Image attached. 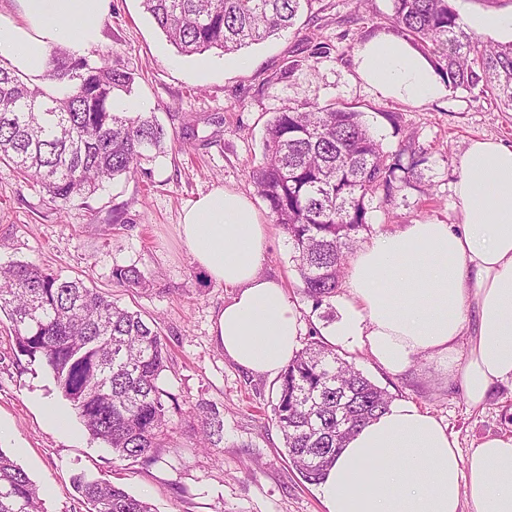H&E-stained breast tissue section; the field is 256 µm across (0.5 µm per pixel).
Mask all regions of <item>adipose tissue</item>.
Segmentation results:
<instances>
[{"label": "adipose tissue", "instance_id": "adipose-tissue-1", "mask_svg": "<svg viewBox=\"0 0 512 512\" xmlns=\"http://www.w3.org/2000/svg\"><path fill=\"white\" fill-rule=\"evenodd\" d=\"M109 2L15 0L16 19L0 21V58L42 84L50 47L79 54L95 45ZM357 73L400 101L448 93L429 59L390 34L358 46ZM458 167L461 224H406L364 243L325 336L365 349L394 375L426 356L476 407L492 385L512 382V145L471 141ZM178 235L193 263L234 291L212 326L218 347L250 373L279 375L303 324L263 272L268 226L252 201L225 188L203 194L184 209ZM317 491L323 512H512V435L464 456L446 424L395 401L350 436Z\"/></svg>", "mask_w": 512, "mask_h": 512}]
</instances>
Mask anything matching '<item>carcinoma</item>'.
Returning <instances> with one entry per match:
<instances>
[{
    "label": "carcinoma",
    "mask_w": 512,
    "mask_h": 512,
    "mask_svg": "<svg viewBox=\"0 0 512 512\" xmlns=\"http://www.w3.org/2000/svg\"><path fill=\"white\" fill-rule=\"evenodd\" d=\"M313 0H142L166 40L185 56L212 49L234 54L295 26ZM392 26L434 58L448 86L477 89L512 111V43L483 39L464 27L453 0H392ZM138 74L76 57L55 46L46 80L32 85L0 63V165L40 185L63 207L126 178L167 152V133L153 115L118 112L119 93ZM265 161L252 171L273 223L288 235L302 293L315 308L341 288L348 253L367 230L377 195L389 201L396 171L362 113L331 103L290 106L265 127ZM112 284L146 288L134 265H114ZM0 313L14 333L17 357L51 371L89 434L119 460L153 463L169 437L163 387L167 346L158 327L89 287L80 278L28 262L0 268ZM387 391L336 347L311 334L280 375L273 415L283 446L305 482L316 485L337 449L360 426L386 411ZM201 447L224 441L217 406L198 405ZM89 512H155L151 504L108 479L72 478ZM0 512H44L39 489L0 448Z\"/></svg>",
    "instance_id": "obj_1"
}]
</instances>
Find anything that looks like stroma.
<instances>
[{"mask_svg": "<svg viewBox=\"0 0 512 512\" xmlns=\"http://www.w3.org/2000/svg\"><path fill=\"white\" fill-rule=\"evenodd\" d=\"M391 14V0H315L312 14L293 30L242 49L251 64L240 68L217 50L202 57L179 54L142 0H111L102 36L86 55L138 73L133 92L117 97L114 106L155 113L168 132V151L135 175L63 208L40 186L0 167V266L23 261L83 279L156 322L169 351L165 388L180 411L157 462L115 459L85 429L42 364L17 362L11 324L1 316L0 422L9 432L0 448L44 491L46 512H86L70 482L80 471L148 500L156 512H323L316 486L304 482L282 446L271 412L276 378L251 375L218 349L211 326L232 291L193 264L177 225L183 208L214 188L248 197L269 226L264 273L284 286L305 330L336 322L338 300L317 308L301 293L288 237L272 224L251 177L264 160V128L275 113L331 103L363 112L388 154L407 145L423 156L410 183L370 209L364 239L416 222L461 223L457 159L475 138L512 144V112L462 88L417 104L384 97L364 83L356 73V48L390 32ZM317 43L328 44V53L311 56ZM116 264L136 265L151 279L150 288L113 286ZM345 354L393 399L412 402L447 424L461 454L485 437L512 435L511 384H494L474 408L427 357H417L409 373L395 377L366 350ZM201 402L216 404L224 418L221 447L199 445L192 409ZM48 405L64 411L70 432L47 425Z\"/></svg>", "mask_w": 512, "mask_h": 512, "instance_id": "stroma-1", "label": "stroma"}]
</instances>
